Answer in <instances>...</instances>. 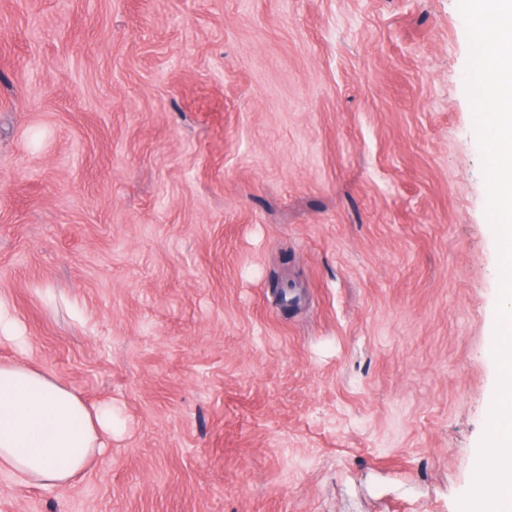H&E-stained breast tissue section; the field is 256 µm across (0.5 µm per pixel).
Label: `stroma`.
Instances as JSON below:
<instances>
[{
    "instance_id": "35a3bbf8",
    "label": "stroma",
    "mask_w": 512,
    "mask_h": 512,
    "mask_svg": "<svg viewBox=\"0 0 512 512\" xmlns=\"http://www.w3.org/2000/svg\"><path fill=\"white\" fill-rule=\"evenodd\" d=\"M458 0H0V300L117 426L0 512H459L499 252Z\"/></svg>"
}]
</instances>
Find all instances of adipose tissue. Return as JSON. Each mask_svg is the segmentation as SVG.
I'll return each instance as SVG.
<instances>
[{"label": "adipose tissue", "instance_id": "1", "mask_svg": "<svg viewBox=\"0 0 512 512\" xmlns=\"http://www.w3.org/2000/svg\"><path fill=\"white\" fill-rule=\"evenodd\" d=\"M113 428L111 406L88 405L24 362H0V471L19 484H69Z\"/></svg>", "mask_w": 512, "mask_h": 512}]
</instances>
